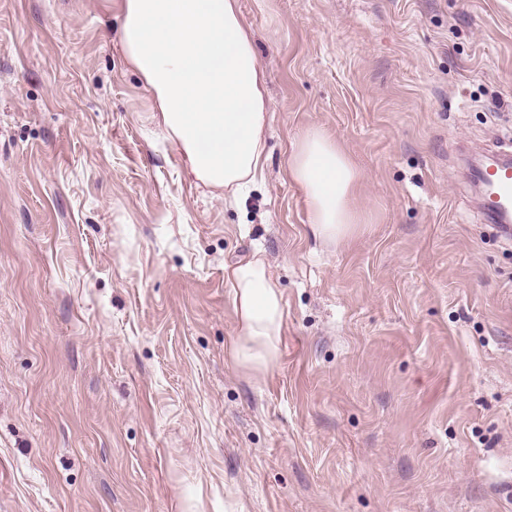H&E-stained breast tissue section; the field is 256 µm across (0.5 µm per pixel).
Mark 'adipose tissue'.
Wrapping results in <instances>:
<instances>
[{
  "mask_svg": "<svg viewBox=\"0 0 512 512\" xmlns=\"http://www.w3.org/2000/svg\"><path fill=\"white\" fill-rule=\"evenodd\" d=\"M120 38L188 176L234 198L248 193L263 176L270 102L239 0H123ZM288 175L305 196L315 239L336 244L358 231L360 172L324 129L299 136ZM224 284L240 328L232 356L267 373L283 327L280 287L259 256L225 268Z\"/></svg>",
  "mask_w": 512,
  "mask_h": 512,
  "instance_id": "adipose-tissue-1",
  "label": "adipose tissue"
}]
</instances>
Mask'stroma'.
I'll list each match as a JSON object with an SVG mask.
<instances>
[{
  "label": "stroma",
  "mask_w": 512,
  "mask_h": 512,
  "mask_svg": "<svg viewBox=\"0 0 512 512\" xmlns=\"http://www.w3.org/2000/svg\"><path fill=\"white\" fill-rule=\"evenodd\" d=\"M123 0H0V512H512V243L462 179L512 145V0H240L272 103L239 202L185 174ZM320 127L363 230L288 179ZM261 255L280 355L236 363ZM288 176L304 193L315 239L336 244L365 224L354 205L360 171L324 129L310 128L299 136L288 157ZM224 284L240 328L232 356L237 363L265 374L279 353L284 319L280 287L259 256L224 268Z\"/></svg>",
  "instance_id": "obj_1"
}]
</instances>
